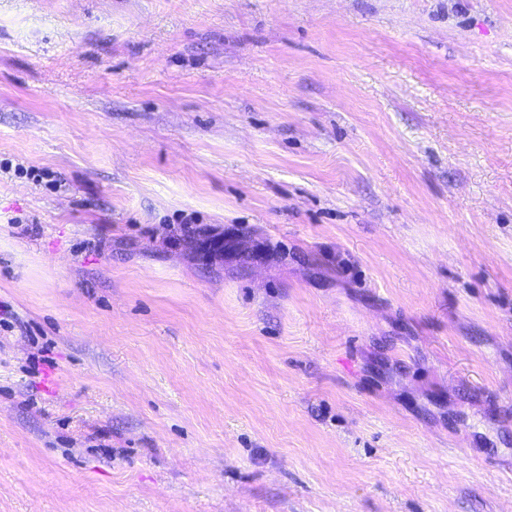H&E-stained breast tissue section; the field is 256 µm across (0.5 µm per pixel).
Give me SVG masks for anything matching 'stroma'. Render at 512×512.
<instances>
[{"instance_id": "stroma-1", "label": "stroma", "mask_w": 512, "mask_h": 512, "mask_svg": "<svg viewBox=\"0 0 512 512\" xmlns=\"http://www.w3.org/2000/svg\"><path fill=\"white\" fill-rule=\"evenodd\" d=\"M0 512H512V0H0Z\"/></svg>"}]
</instances>
